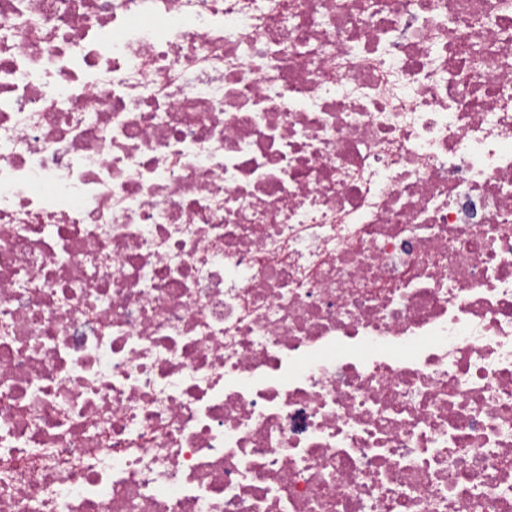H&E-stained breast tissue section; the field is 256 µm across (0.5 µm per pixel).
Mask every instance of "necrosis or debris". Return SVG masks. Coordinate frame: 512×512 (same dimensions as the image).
<instances>
[{"instance_id": "necrosis-or-debris-1", "label": "necrosis or debris", "mask_w": 512, "mask_h": 512, "mask_svg": "<svg viewBox=\"0 0 512 512\" xmlns=\"http://www.w3.org/2000/svg\"><path fill=\"white\" fill-rule=\"evenodd\" d=\"M0 512H512V0H0Z\"/></svg>"}]
</instances>
